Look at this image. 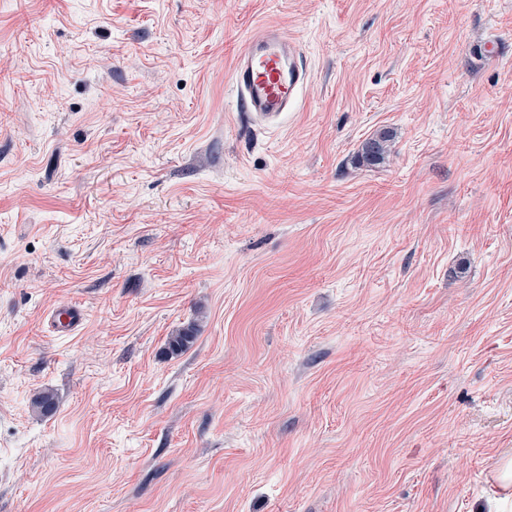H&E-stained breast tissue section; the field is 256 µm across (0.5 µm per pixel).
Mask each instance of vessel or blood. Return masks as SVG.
<instances>
[{
    "label": "vessel or blood",
    "mask_w": 512,
    "mask_h": 512,
    "mask_svg": "<svg viewBox=\"0 0 512 512\" xmlns=\"http://www.w3.org/2000/svg\"><path fill=\"white\" fill-rule=\"evenodd\" d=\"M233 77L241 111L275 127L298 107L310 71L298 42L280 26L264 24L247 37L235 60ZM84 319V311L70 305L48 315L51 331L60 336L74 335Z\"/></svg>",
    "instance_id": "b4317fda"
}]
</instances>
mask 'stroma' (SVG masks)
Returning a JSON list of instances; mask_svg holds the SVG:
<instances>
[{
    "label": "stroma",
    "instance_id": "1",
    "mask_svg": "<svg viewBox=\"0 0 512 512\" xmlns=\"http://www.w3.org/2000/svg\"><path fill=\"white\" fill-rule=\"evenodd\" d=\"M509 455L512 0H0V512H512ZM233 77L241 111L277 127L287 112L298 107L310 71L299 43L279 25L263 24L246 38ZM393 139V131L381 130L362 143L358 154L369 165L380 164L384 161ZM84 320V311L81 308L70 305L57 307L48 314V323L51 331L60 336L74 335ZM195 325L178 329L167 341V349L171 355H178L186 351L197 338Z\"/></svg>",
    "mask_w": 512,
    "mask_h": 512
}]
</instances>
